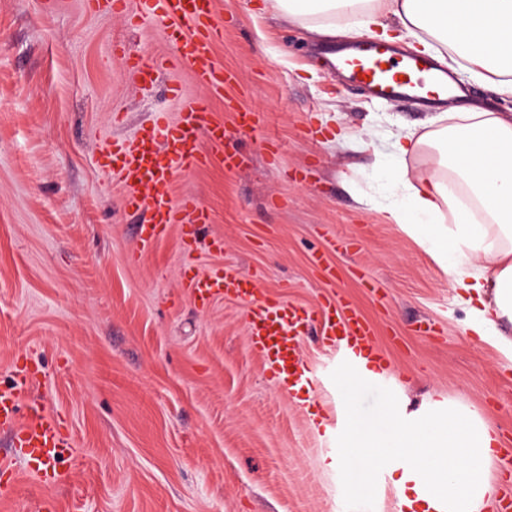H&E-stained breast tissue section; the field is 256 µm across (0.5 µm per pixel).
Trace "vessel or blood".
<instances>
[{
	"instance_id": "obj_1",
	"label": "vessel or blood",
	"mask_w": 512,
	"mask_h": 512,
	"mask_svg": "<svg viewBox=\"0 0 512 512\" xmlns=\"http://www.w3.org/2000/svg\"><path fill=\"white\" fill-rule=\"evenodd\" d=\"M147 12L172 30L178 67L191 72L202 89L199 97L181 100L176 121L157 117L154 124L135 137L117 140L104 148L99 161L121 180L124 205L146 210L148 219L140 225L142 246H151L178 228L183 242H190L199 225L210 220L207 208L195 197L173 200L168 184L177 174L220 159L226 168L238 164L235 154L224 149V125L209 106L212 97L223 95L232 73L218 65L213 47L221 31L214 21L212 0H148ZM338 69L348 72L381 99L407 97L426 91L427 102L440 101L446 81L422 60L391 64L381 48L371 46L337 58ZM183 286L200 305L227 299L245 305L248 341L275 385L288 394L312 389L317 383L313 368L303 359L299 340L310 323H318L327 348L346 367L367 359L374 352L376 329L351 303L333 296L323 297L314 308H306L257 287L254 278L239 272L216 268L207 273L192 269L184 272ZM31 386L27 376L0 390V430L21 449L29 471L47 473L49 466L66 447L68 438L44 408L26 404Z\"/></svg>"
}]
</instances>
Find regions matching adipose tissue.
<instances>
[{
  "mask_svg": "<svg viewBox=\"0 0 512 512\" xmlns=\"http://www.w3.org/2000/svg\"><path fill=\"white\" fill-rule=\"evenodd\" d=\"M306 30L335 34L347 28L374 29L377 38L398 43L413 37L423 56L446 51L448 59L512 99V0H270ZM438 126L396 143L400 154L428 149L435 169L423 176L396 172L387 213L393 223L439 262L460 288L472 329L493 337L512 361V113L444 112ZM481 265H473V257ZM393 450L402 473L395 486L401 501H422L446 512H489L494 489L486 467L494 456L495 432L480 416L434 401L397 425ZM355 485L367 488L377 446L364 426L348 439Z\"/></svg>",
  "mask_w": 512,
  "mask_h": 512,
  "instance_id": "adipose-tissue-1",
  "label": "adipose tissue"
}]
</instances>
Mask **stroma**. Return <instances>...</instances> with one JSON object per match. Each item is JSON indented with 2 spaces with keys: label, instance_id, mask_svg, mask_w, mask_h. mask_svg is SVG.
Wrapping results in <instances>:
<instances>
[{
  "label": "stroma",
  "instance_id": "1",
  "mask_svg": "<svg viewBox=\"0 0 512 512\" xmlns=\"http://www.w3.org/2000/svg\"><path fill=\"white\" fill-rule=\"evenodd\" d=\"M214 10L215 58L237 77L226 97L259 126L240 130L212 100L241 164L177 175L171 196L198 198L211 221L192 247L173 231L145 248L146 214L125 208L99 150L157 114L176 120L179 95L198 87L171 65L175 50L142 0L115 14L84 0H0V388L27 369L30 400L74 443L53 487L17 466L0 512H399V468L358 491L345 437L314 427L340 406L383 444L393 440L384 415L407 421L433 398L512 442V363L473 332L440 264L386 216L389 171L433 164L425 151L396 156V136L431 130L462 100L375 98L323 65L348 35L309 33L267 0ZM126 54L168 63L144 83ZM338 238L352 249L330 251ZM320 251L336 267L334 291L373 322L390 372L352 378L319 336L303 337L324 375L313 398L267 377L241 303L200 306L182 273L227 266L311 306L326 289L309 262ZM424 322L440 336L419 333Z\"/></svg>",
  "mask_w": 512,
  "mask_h": 512
}]
</instances>
